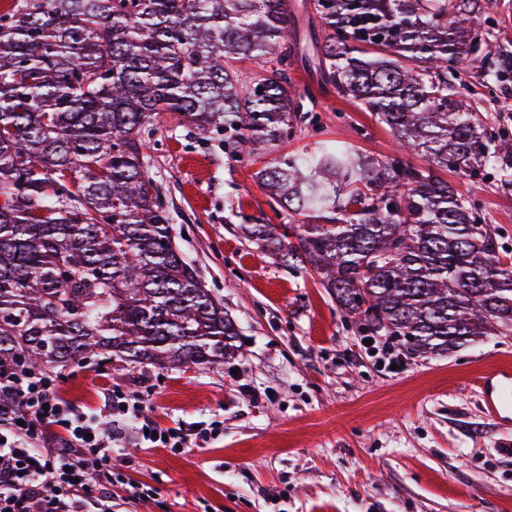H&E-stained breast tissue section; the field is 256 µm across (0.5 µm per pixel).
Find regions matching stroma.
<instances>
[{
  "label": "stroma",
  "instance_id": "1",
  "mask_svg": "<svg viewBox=\"0 0 512 512\" xmlns=\"http://www.w3.org/2000/svg\"><path fill=\"white\" fill-rule=\"evenodd\" d=\"M290 76L314 110L279 154L322 139L391 154L389 131L320 89L312 65ZM465 78L475 111L512 139V87L486 97L475 62ZM144 154L173 236L236 320L241 346L218 369L95 357L58 370L59 391L77 409L102 407L118 391L139 397L164 428L215 423L202 447L179 452L135 447L133 422L113 416L114 470L153 489L136 512H512V426L485 417L476 385L512 355V335L435 357L384 336L365 340L313 271L288 268L241 236L246 220L280 221L255 176L262 160L232 157L222 136H200L171 112L153 122ZM447 179L512 248V191L494 178Z\"/></svg>",
  "mask_w": 512,
  "mask_h": 512
}]
</instances>
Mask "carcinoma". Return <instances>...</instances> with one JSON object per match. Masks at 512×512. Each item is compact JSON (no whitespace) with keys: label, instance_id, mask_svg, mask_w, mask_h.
Instances as JSON below:
<instances>
[{"label":"carcinoma","instance_id":"carcinoma-1","mask_svg":"<svg viewBox=\"0 0 512 512\" xmlns=\"http://www.w3.org/2000/svg\"><path fill=\"white\" fill-rule=\"evenodd\" d=\"M491 4L309 0L322 84L394 150L319 140L281 155L256 177L303 223L241 225L313 270L345 321L422 356L512 332V250L441 176L490 167L512 187V142L469 111L459 79L475 57L488 95L512 86V41L476 22ZM301 55L290 0H26L0 15L1 365L234 357L236 324L172 235L143 133L176 112L228 133L235 158L270 154L305 111L282 65ZM253 60L259 75L237 67Z\"/></svg>","mask_w":512,"mask_h":512}]
</instances>
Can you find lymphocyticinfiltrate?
<instances>
[{"instance_id":"1","label":"lymphocytic infiltrate","mask_w":512,"mask_h":512,"mask_svg":"<svg viewBox=\"0 0 512 512\" xmlns=\"http://www.w3.org/2000/svg\"><path fill=\"white\" fill-rule=\"evenodd\" d=\"M136 423L141 448L197 447L203 423L162 428L143 417L136 397H109L82 411L59 392L53 374L0 365V512H112V414Z\"/></svg>"}]
</instances>
